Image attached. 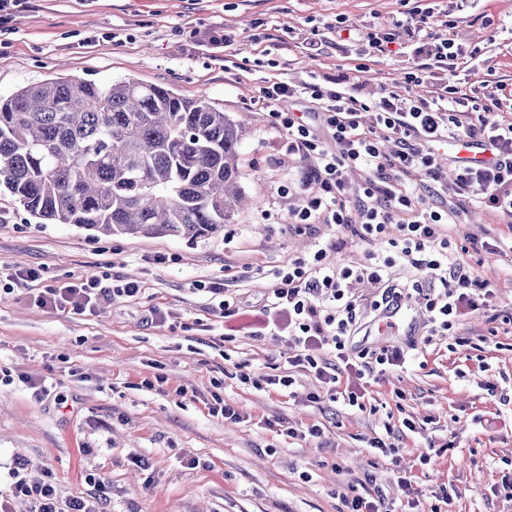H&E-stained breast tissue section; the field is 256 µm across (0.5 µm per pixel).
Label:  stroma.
<instances>
[{
  "instance_id": "35a3bbf8",
  "label": "stroma",
  "mask_w": 512,
  "mask_h": 512,
  "mask_svg": "<svg viewBox=\"0 0 512 512\" xmlns=\"http://www.w3.org/2000/svg\"><path fill=\"white\" fill-rule=\"evenodd\" d=\"M418 0H29L0 24V95L53 76L130 80L203 99L243 122L238 158L246 207L218 236L92 237L69 224H38L0 196V273L37 268L33 289H0V494L25 465L30 484L53 479L61 498L96 494L101 512H345L348 495L408 498L421 512H512V216L466 206L449 234L465 270L490 280L486 308L452 335L356 334L349 351L399 345L404 368L374 373L363 409L322 399L313 373L289 370L287 334L263 324L274 270L328 245L333 264H367L372 245L333 224L294 225L298 186L315 156L289 155L261 90L285 80L343 79L366 100L411 91L435 100L456 85L472 97L512 93V0H439L454 28L431 23L429 45L447 38L486 69L431 68L406 87L410 42L380 52L336 37L337 23L369 29L404 18ZM226 43H219V36ZM321 45L309 57L307 40ZM95 276L127 281L117 297L75 315L39 308L34 293ZM235 311L224 314L211 283ZM169 311L149 325L147 310ZM292 374V389L272 377ZM51 387L36 396L29 380ZM247 413L211 415L213 394ZM413 419L409 432L404 419ZM323 430L307 436L309 426ZM295 428L290 437L286 428ZM397 450L373 451V438ZM435 443L431 460L417 457ZM148 460L138 470L132 456ZM413 493L399 484L400 472Z\"/></svg>"
}]
</instances>
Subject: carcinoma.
Returning <instances> with one entry per match:
<instances>
[{
    "label": "carcinoma",
    "instance_id": "1",
    "mask_svg": "<svg viewBox=\"0 0 512 512\" xmlns=\"http://www.w3.org/2000/svg\"><path fill=\"white\" fill-rule=\"evenodd\" d=\"M244 135L164 86L58 77L0 97V195L38 224L206 241L241 205Z\"/></svg>",
    "mask_w": 512,
    "mask_h": 512
}]
</instances>
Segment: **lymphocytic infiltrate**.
I'll return each mask as SVG.
<instances>
[{
  "mask_svg": "<svg viewBox=\"0 0 512 512\" xmlns=\"http://www.w3.org/2000/svg\"><path fill=\"white\" fill-rule=\"evenodd\" d=\"M433 8L419 10L417 19L433 17ZM414 19V20H417ZM412 19H399L379 24L364 31L346 26L348 40L365 42L383 51L395 43L400 33H414ZM310 93L318 100L320 110L312 121L280 105L298 92ZM446 102L427 103L408 94L390 93L376 102L359 99L352 90L331 89L314 82L296 87L277 81L263 87L264 99L271 106L270 116L283 132L292 155L316 154L318 165L304 181L317 185L314 193L304 194L301 205L291 214L296 224H333L350 231L365 242L384 241L392 253L376 257L366 266L325 264L324 248H317L308 258L297 257L286 268L278 270L267 291V307L276 315L285 316V326L292 333L299 351L289 357L288 364L314 373L327 384L329 398L340 397L349 406H357L362 392L348 387L337 390L340 372L354 373L356 379L366 374L403 365L408 352L399 346L372 353L369 360L357 363L346 344L357 319L356 302L349 296V281H364L379 288L380 298L373 308L379 313L398 308L405 287L390 281L389 271L394 258H402L423 279L422 305L431 334L450 331L459 318L480 309L491 294L490 283L464 271L461 265L449 262L450 242L444 237V225L459 223L460 209L443 206L434 210L425 207L421 198L392 183L391 172L407 174L417 168L433 177H442L433 152L413 147L412 137L426 142L444 141L455 136L461 143L477 142L490 148L489 163L464 165L453 181L455 196L469 199L478 207H491L512 215V121L504 119L503 99L491 97L482 106L477 118L462 111V98L457 86H446ZM457 112H449L450 104ZM374 112L376 123L366 126L364 113ZM330 138L332 148H325L323 138ZM396 138L401 145L393 156H384L381 140ZM364 170L362 191L354 204L342 198L348 169ZM106 291L95 277L39 292L34 302L38 307L70 311L81 315L94 311ZM333 345L335 361L323 359L324 345ZM15 496L27 497L29 512H99L96 500L72 497L60 500L52 482L29 486L24 478L12 484Z\"/></svg>",
  "mask_w": 512,
  "mask_h": 512,
  "instance_id": "lymphocytic-infiltrate-1",
  "label": "lymphocytic infiltrate"
}]
</instances>
